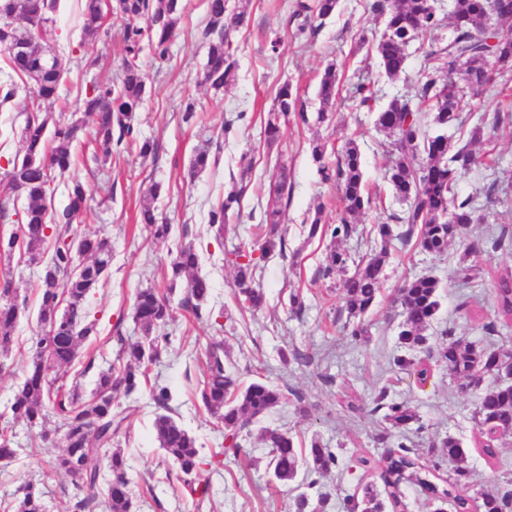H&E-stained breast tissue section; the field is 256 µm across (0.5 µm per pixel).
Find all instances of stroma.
<instances>
[{
  "label": "stroma",
  "mask_w": 512,
  "mask_h": 512,
  "mask_svg": "<svg viewBox=\"0 0 512 512\" xmlns=\"http://www.w3.org/2000/svg\"><path fill=\"white\" fill-rule=\"evenodd\" d=\"M292 0H251L247 27L234 33L237 81L217 92L202 81L206 48L201 32L208 21L206 0H184L178 24L179 35L166 59L144 53L149 93L137 112L134 125L141 136L157 141L158 158L137 152L112 150L105 164L94 156L104 153L93 134L84 138L86 152L68 172L58 177L52 196L55 209L68 203V188L82 183L89 195L91 216L82 232L107 237L112 263L91 298L95 329L74 362L66 369L67 385L77 386L82 396L95 387L97 373L116 361L119 337H133V301L138 289L154 287L168 291L172 317L167 327L173 346L151 365L147 382L122 397V404L135 406L130 423L113 439L131 465L133 512H290L294 496L290 487L272 480L268 450L262 428H277L295 441L309 442L319 435L339 454V465L320 478L311 496H323L322 512H343L346 499L358 488V475L350 467L358 453L384 460L387 449L378 443L383 428L379 416L369 412L372 396L389 386L391 396L406 402L419 417L418 426L406 435L422 463L432 464L435 447L446 437L469 448V495L479 499L490 481L500 491H512V435L497 443L495 458L480 449L477 426L478 391L462 392L459 380L427 354L432 376L420 384L414 375L392 370L398 352L401 306L396 290L405 278L429 274L440 281L441 305L427 333L433 347L440 332L452 329L464 342L512 349V325L497 316L493 280L512 270V243L494 246L500 226L512 230V218L500 216L499 204L486 197L487 183L512 197V87L506 94L496 89L476 96L473 109L461 114L463 128L454 140L471 144L479 163L456 184L459 194L474 196L475 220L465 234L448 245L444 255L422 253L415 243L394 244L381 275L375 306L366 314L367 339L346 336L342 283L345 272L379 245L374 227L401 206L391 196L385 173L392 157L391 140L375 126V113L358 106L353 97L357 83L376 78L374 55L359 41L361 34L383 29L384 19L371 11L373 0H339L335 16L326 20L315 36H299L288 25ZM76 0H62L55 16V48L68 59L70 72L62 83L59 101L52 108L54 120H78L75 99L87 87L112 84L121 76L122 23L107 18L108 36L83 38ZM451 35L450 27L427 32L420 49L409 52L404 79L383 81L387 95L403 94L417 80L426 50L439 46ZM338 70L336 105L326 121H318V82L329 63ZM290 83L306 103L308 124H289L278 147L263 143V120L274 103L278 88ZM29 102V87L21 85L12 108L0 112V199L12 191L3 170L20 153ZM197 117L184 121L187 105ZM233 131L218 157L206 171L190 175L189 160L220 134L225 120ZM494 130L493 139L471 142L474 127ZM327 144L335 156L348 140H355L362 153L367 187L374 203L357 218L354 233L339 242L330 236L309 237L306 229L316 208H323V221L335 223L342 211L336 186L322 182L313 164L309 144L314 139ZM286 165L291 179L290 201L282 227L286 251L259 259L265 307L243 310L235 297V271L231 253L239 247L259 248L263 241V213L271 202L270 180L277 166ZM248 177L250 187L239 207L230 213L223 235L208 223L210 208L223 198L234 181ZM160 183L155 202L157 213L170 224L166 242H154L139 222V206L145 190ZM193 245L199 255V272L213 286L209 301L193 313L184 298L185 283L170 285V263L178 249ZM338 245L350 259L345 272L325 278L319 273L331 245ZM466 256L472 278L462 282L455 275L459 256ZM40 263L13 257L0 262V283L11 282L21 308L13 349L0 358V423L11 419V401L22 385L33 342L41 331L38 322ZM300 293L305 309L295 313L291 293ZM219 342L242 382L261 380L281 388L287 398L263 423L251 424L240 437L238 455H224V428L203 408L199 389L208 372L209 344ZM301 353L303 361L293 360ZM289 361H282V354ZM168 386L173 415L197 438L205 457L223 454L219 466H208L199 482L209 495L197 501L183 485V476L160 449L153 431L158 411L150 389ZM356 410H349L348 402ZM14 458L0 461V512H15L17 490L34 483L43 494L46 512H71L75 489L68 476L51 472L49 463L63 451L56 420L42 431L23 424L13 427Z\"/></svg>",
  "instance_id": "1"
}]
</instances>
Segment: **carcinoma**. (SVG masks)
Masks as SVG:
<instances>
[{
  "mask_svg": "<svg viewBox=\"0 0 512 512\" xmlns=\"http://www.w3.org/2000/svg\"><path fill=\"white\" fill-rule=\"evenodd\" d=\"M26 10L16 8L17 0H0V50L6 54L12 70L8 79L0 81V108L11 106L17 95L14 78L33 85V97L23 130V156L9 162L6 171L11 189L24 198L21 225L9 234H0V258L27 256L35 261L42 254L54 231L55 244L44 265L39 286V321L41 333L33 344L23 384L11 404L12 418L29 428L43 426L53 415L62 431V454L50 462V469L62 471L75 479L76 494L72 512H93L96 491L105 485L104 502L107 512H132L130 478L127 458L119 448L112 447V437L135 409L122 407L119 393L131 394L149 366L158 361L172 345L166 332L171 309L167 296L156 288L137 291L133 305V321L139 336L134 341H121L118 354L123 367L117 372L102 370L96 388L87 398L77 389L65 391L66 383L59 369L70 365L79 348L94 331L90 320L89 300L105 277L112 261V250L104 238L90 237L73 227L76 218L89 210L86 188L75 183L69 192L67 206L61 211L49 209L47 199L54 192L52 184L75 161V149L83 132L82 122L67 124L51 122L43 105L54 101L58 86L66 71L62 56L50 61L47 50L55 38L58 0H25ZM208 22L203 31L207 41V61L203 80L219 91L235 83L237 60L232 48V35L248 22L247 9L229 0H207ZM79 19L84 36H108L105 15H114L123 25V75L116 84L93 85L78 102V110L95 121V136L104 146L114 143L136 148L142 156H158L159 145L150 139L141 140L135 133L133 119L146 101L147 77L140 62L144 49L163 59L169 54L183 12L182 0H78ZM338 0H293L291 20L297 22L296 35L315 33V22L336 13ZM372 8L386 16L384 28L372 34V48L379 74L393 82L405 74L408 46L419 41L429 31L443 27L431 0H376ZM21 19L27 26L18 28L14 21ZM452 33L447 43L426 54L424 73L404 95L393 96L380 107L376 124L393 138L396 154L386 171L385 179L394 198L405 204L399 214H392V223L377 224L380 246L361 257L354 273L343 284L344 310L349 325L348 336L358 339L369 333L364 316L375 303L380 274L389 257L393 241L409 242L435 255L448 250V243L472 223L473 198H460L454 192L458 179L472 169L477 158L468 146L456 147L448 131L461 125L463 103L477 88H485L495 77L512 75V37L501 30L512 29V0H453L449 12ZM42 24L36 32L34 22ZM336 64L324 70L318 87L321 108L318 120L325 119L336 102ZM381 89L372 82L356 85V99L362 106L372 107L381 99ZM434 109L433 131L424 129L422 106ZM309 122L304 103L290 84L279 87L272 109L268 112L263 135L267 148H273L281 137V126L289 120ZM317 172L325 182L333 181L341 190L342 216L334 227L322 222V210H317L308 229V238L331 233V238L351 236L353 220L371 207L372 196L366 188L361 151L357 143L345 144L336 162L326 161V144L314 140L309 146ZM248 183L232 184L224 199L209 211V224L222 235L229 212L239 205ZM274 201L265 211L267 231L260 246L261 255L274 251L284 253L286 240L281 233L285 207L289 198L288 170L278 169L270 184ZM161 186L153 184L140 205L141 223L157 242L168 239L171 227L159 221L155 201ZM348 256L330 250L323 275L344 270ZM235 284L241 304L252 310L265 302L261 289L256 287L258 263L252 254L237 250ZM198 255L192 246H184L171 263L170 287L187 277V301L199 312L208 301L210 284L195 274ZM439 280L421 275L403 282L399 288L402 321L398 341L401 354L392 363L400 370L413 371L426 381L430 369L417 354L428 349L430 337L425 331L439 309ZM12 283L5 282L0 293L6 297L0 303V355H8L14 343V331L20 314L15 300L9 298ZM497 312L512 320V272L497 276L495 282ZM442 343L437 350L438 361L461 381L465 387L479 375L491 379L490 385L478 397V426L487 437L482 445L485 456H496L494 441L512 433V383L500 379L501 366L512 359V352L500 348H479L454 336L453 330L441 333ZM223 347H209L208 374L199 390L205 410L224 425L226 438L232 447L239 448L237 438L249 424L257 422L279 407L285 393L263 381L241 385L235 366H227L221 357ZM151 397L164 413L155 416L153 428L159 447L166 457L185 475L184 483L193 488L195 478L206 465L195 436L172 416L169 406L171 393L166 386H154ZM372 412H383L386 423L379 440L400 433L419 421L416 412L403 402L389 397L381 387L372 397ZM263 440L270 448L268 468L276 481L290 485L299 473L310 478L308 487L317 478L329 473L338 464L335 449L324 444L320 437L311 438L310 447L297 449L293 437L278 429H264ZM106 457L108 475H103L97 459ZM365 471L380 469L387 498H382L377 486L366 483L361 495L349 499L347 512H401L404 508L402 485L411 482L433 501H451L455 512H469L468 497L462 494L469 479L468 455L460 442L449 436L440 441V451L432 465L418 462L414 449L399 441L393 453L379 466L370 455L357 457ZM448 474L441 475L443 467ZM16 512H46L41 494L28 483L20 488ZM481 512H509L512 495L495 487L481 493Z\"/></svg>",
  "mask_w": 512,
  "mask_h": 512,
  "instance_id": "carcinoma-1",
  "label": "carcinoma"
}]
</instances>
